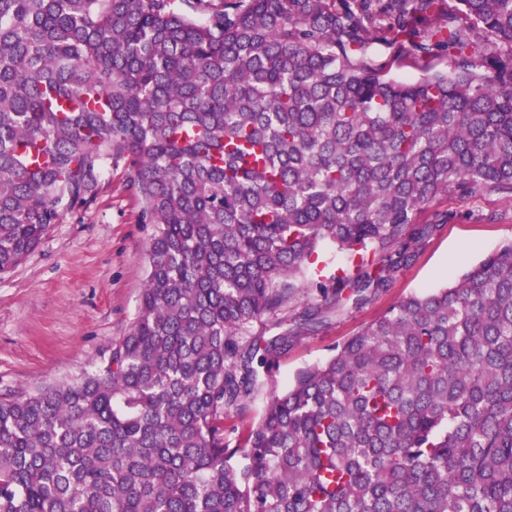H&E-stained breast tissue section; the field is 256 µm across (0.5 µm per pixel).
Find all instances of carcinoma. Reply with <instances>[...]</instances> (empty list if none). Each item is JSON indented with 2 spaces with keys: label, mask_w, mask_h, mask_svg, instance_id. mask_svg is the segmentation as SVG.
Masks as SVG:
<instances>
[{
  "label": "carcinoma",
  "mask_w": 512,
  "mask_h": 512,
  "mask_svg": "<svg viewBox=\"0 0 512 512\" xmlns=\"http://www.w3.org/2000/svg\"><path fill=\"white\" fill-rule=\"evenodd\" d=\"M444 2L0 0V275L124 154L153 225L102 373L0 398V512H512V240L225 436L318 328L253 320L386 290L442 196L512 198V0ZM328 244L353 270L312 281ZM380 56L381 59L383 60H391L392 66L390 70V75L392 78L396 80L408 81L418 77L421 74L419 65L415 63L413 59L399 58L395 60L396 57L394 56V52L392 49L382 50L380 52Z\"/></svg>",
  "instance_id": "1"
}]
</instances>
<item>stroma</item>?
<instances>
[{
	"mask_svg": "<svg viewBox=\"0 0 512 512\" xmlns=\"http://www.w3.org/2000/svg\"><path fill=\"white\" fill-rule=\"evenodd\" d=\"M133 173L129 157L113 159L97 201L65 213L17 269L0 276V397L99 372L113 344L130 332L152 234L143 219L144 203L130 183ZM420 221L437 230L386 291L329 311L321 310L311 293L294 298L289 315L315 309L321 323L264 377L238 421L240 430L258 422L273 389H284L299 369L322 363L337 344L396 301L453 284L468 266L512 240V199L487 192L466 199L445 196Z\"/></svg>",
	"mask_w": 512,
	"mask_h": 512,
	"instance_id": "obj_1",
	"label": "stroma"
}]
</instances>
